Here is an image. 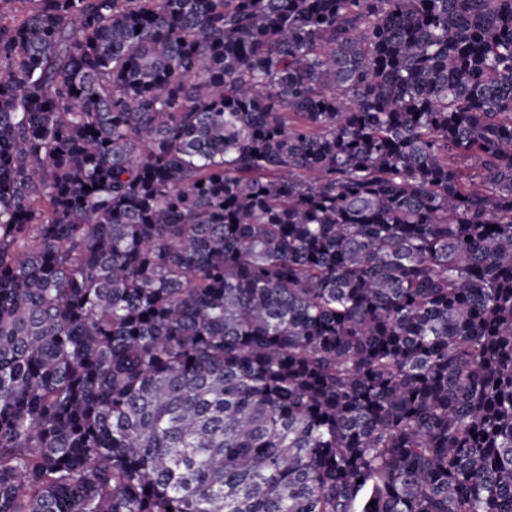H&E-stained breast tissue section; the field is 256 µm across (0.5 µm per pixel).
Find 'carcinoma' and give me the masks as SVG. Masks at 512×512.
<instances>
[{
	"label": "carcinoma",
	"mask_w": 512,
	"mask_h": 512,
	"mask_svg": "<svg viewBox=\"0 0 512 512\" xmlns=\"http://www.w3.org/2000/svg\"><path fill=\"white\" fill-rule=\"evenodd\" d=\"M18 2L0 512H512V0Z\"/></svg>",
	"instance_id": "1"
}]
</instances>
